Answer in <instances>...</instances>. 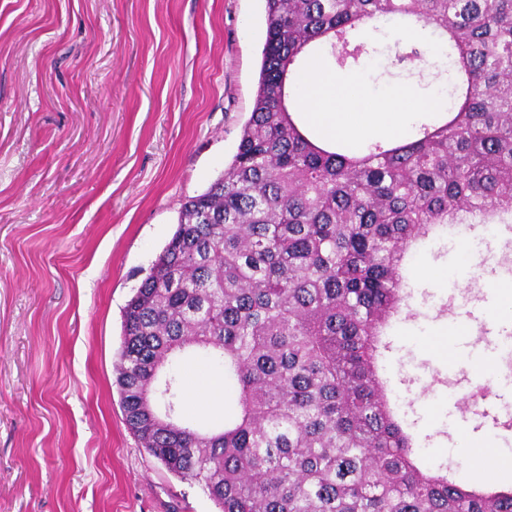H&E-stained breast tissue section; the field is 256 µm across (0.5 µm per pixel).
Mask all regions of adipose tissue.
<instances>
[{
    "instance_id": "obj_1",
    "label": "adipose tissue",
    "mask_w": 512,
    "mask_h": 512,
    "mask_svg": "<svg viewBox=\"0 0 512 512\" xmlns=\"http://www.w3.org/2000/svg\"><path fill=\"white\" fill-rule=\"evenodd\" d=\"M289 94L301 107L293 115L299 129L329 150L339 144L357 150L370 136L404 141L426 106L407 87L386 97H369L356 77L329 70L319 57L294 74Z\"/></svg>"
}]
</instances>
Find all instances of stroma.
<instances>
[{"instance_id": "1", "label": "stroma", "mask_w": 512, "mask_h": 512, "mask_svg": "<svg viewBox=\"0 0 512 512\" xmlns=\"http://www.w3.org/2000/svg\"><path fill=\"white\" fill-rule=\"evenodd\" d=\"M264 39V0H0V512H218L130 433L114 367L123 309L182 204L236 153ZM392 43L358 68L367 92L428 96ZM466 236L408 252L412 313L378 371L424 464L479 489L462 446L512 452V389L482 391L470 357L512 336L497 291L512 265L480 254L512 249V231Z\"/></svg>"}]
</instances>
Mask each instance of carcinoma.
<instances>
[{"instance_id": "1", "label": "carcinoma", "mask_w": 512, "mask_h": 512, "mask_svg": "<svg viewBox=\"0 0 512 512\" xmlns=\"http://www.w3.org/2000/svg\"><path fill=\"white\" fill-rule=\"evenodd\" d=\"M253 110L229 167L182 206L123 312L125 424L220 512H512L424 471L377 374L409 307L403 261L436 227L512 230V0H264ZM390 22L399 64L447 90L448 119L359 156L295 125L288 80L316 55L360 65ZM205 357L233 390L222 424L184 416L167 367Z\"/></svg>"}]
</instances>
